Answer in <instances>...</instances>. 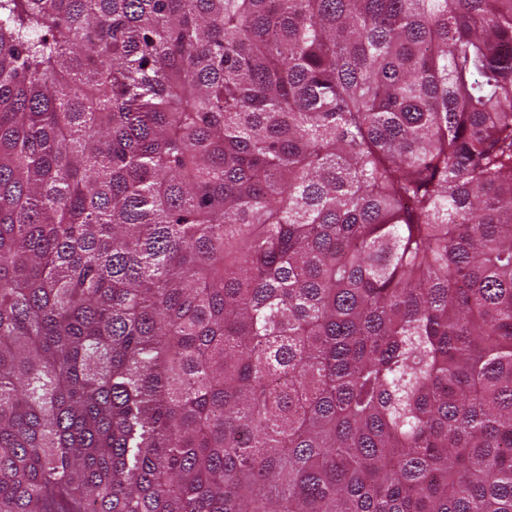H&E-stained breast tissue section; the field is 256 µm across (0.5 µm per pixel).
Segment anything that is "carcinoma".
I'll use <instances>...</instances> for the list:
<instances>
[{"label": "carcinoma", "instance_id": "cac0c4a2", "mask_svg": "<svg viewBox=\"0 0 512 512\" xmlns=\"http://www.w3.org/2000/svg\"><path fill=\"white\" fill-rule=\"evenodd\" d=\"M0 512H512V0H0Z\"/></svg>", "mask_w": 512, "mask_h": 512}]
</instances>
